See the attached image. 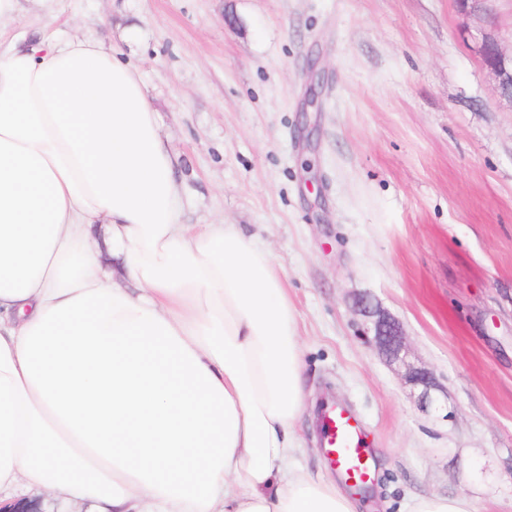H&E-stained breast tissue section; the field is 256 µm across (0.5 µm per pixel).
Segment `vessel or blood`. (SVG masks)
<instances>
[{
    "mask_svg": "<svg viewBox=\"0 0 512 512\" xmlns=\"http://www.w3.org/2000/svg\"><path fill=\"white\" fill-rule=\"evenodd\" d=\"M318 423L329 463L336 465L346 481L366 482L372 475V457L357 417L342 404L328 402L318 411Z\"/></svg>",
    "mask_w": 512,
    "mask_h": 512,
    "instance_id": "1",
    "label": "vessel or blood"
}]
</instances>
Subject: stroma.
Listing matches in <instances>:
<instances>
[{
  "label": "stroma",
  "mask_w": 512,
  "mask_h": 512,
  "mask_svg": "<svg viewBox=\"0 0 512 512\" xmlns=\"http://www.w3.org/2000/svg\"><path fill=\"white\" fill-rule=\"evenodd\" d=\"M13 27L77 33L137 67L187 224H234L282 272L303 350L297 463L340 483L314 407L368 433L358 512L463 496L512 512V103L473 52L512 49V0H21ZM318 107L300 112L311 70ZM406 336L390 361L359 311ZM432 374L425 409L407 366Z\"/></svg>",
  "instance_id": "obj_1"
}]
</instances>
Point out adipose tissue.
Instances as JSON below:
<instances>
[{
  "label": "adipose tissue",
  "instance_id": "ef3b65f1",
  "mask_svg": "<svg viewBox=\"0 0 512 512\" xmlns=\"http://www.w3.org/2000/svg\"><path fill=\"white\" fill-rule=\"evenodd\" d=\"M173 165L119 54L0 30V498L353 512L290 465L306 397L282 274L234 225L182 223Z\"/></svg>",
  "mask_w": 512,
  "mask_h": 512
}]
</instances>
